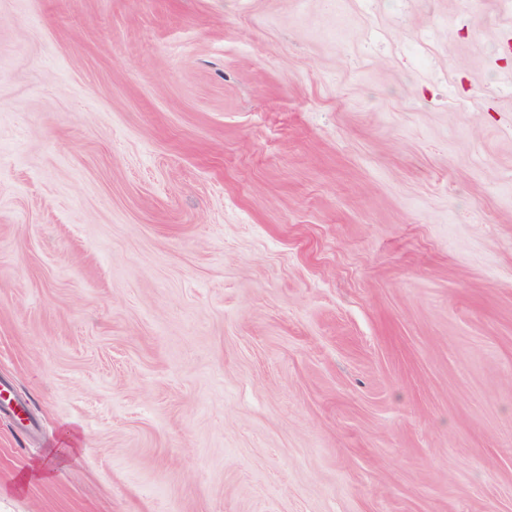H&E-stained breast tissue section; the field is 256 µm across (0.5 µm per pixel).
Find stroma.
<instances>
[{
  "label": "stroma",
  "instance_id": "stroma-1",
  "mask_svg": "<svg viewBox=\"0 0 512 512\" xmlns=\"http://www.w3.org/2000/svg\"><path fill=\"white\" fill-rule=\"evenodd\" d=\"M0 392V512H512V0H0Z\"/></svg>",
  "mask_w": 512,
  "mask_h": 512
}]
</instances>
